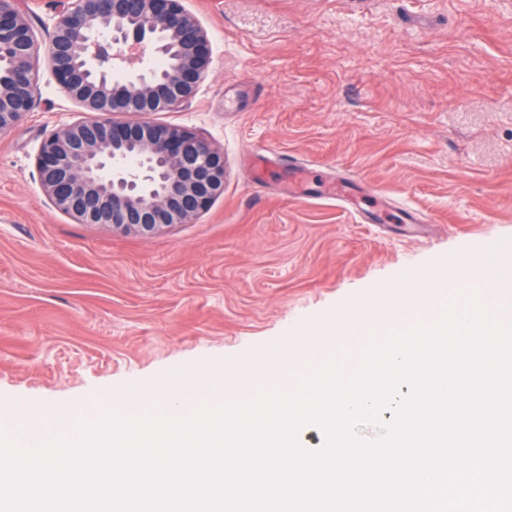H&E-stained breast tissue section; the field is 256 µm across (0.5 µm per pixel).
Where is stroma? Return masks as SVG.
Instances as JSON below:
<instances>
[{
  "mask_svg": "<svg viewBox=\"0 0 512 512\" xmlns=\"http://www.w3.org/2000/svg\"><path fill=\"white\" fill-rule=\"evenodd\" d=\"M184 6L210 71L188 105L150 119L221 149L224 193L152 237L57 211L35 157L84 112L41 68L34 107L0 133V401L88 404L294 343L488 241L512 254V0ZM256 154L280 160L260 183ZM291 156L314 194H289Z\"/></svg>",
  "mask_w": 512,
  "mask_h": 512,
  "instance_id": "35a3bbf8",
  "label": "stroma"
}]
</instances>
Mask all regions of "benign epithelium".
<instances>
[{
    "mask_svg": "<svg viewBox=\"0 0 512 512\" xmlns=\"http://www.w3.org/2000/svg\"><path fill=\"white\" fill-rule=\"evenodd\" d=\"M36 33L20 0H0V132L35 104L40 59L92 117L51 131L35 167L51 204L78 224L147 236L190 224L224 193V153L194 131L134 116L174 111L211 64L183 0H56Z\"/></svg>",
    "mask_w": 512,
    "mask_h": 512,
    "instance_id": "1",
    "label": "benign epithelium"
}]
</instances>
